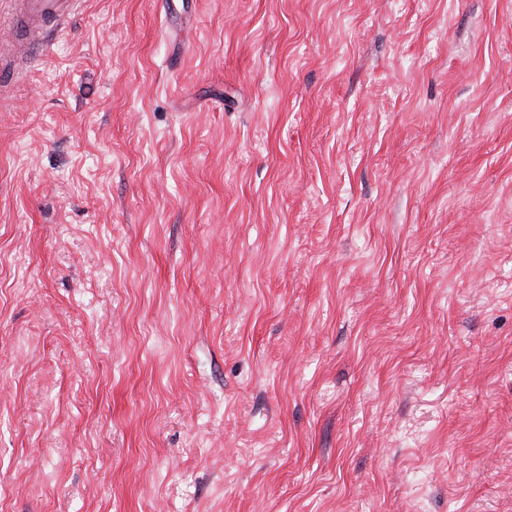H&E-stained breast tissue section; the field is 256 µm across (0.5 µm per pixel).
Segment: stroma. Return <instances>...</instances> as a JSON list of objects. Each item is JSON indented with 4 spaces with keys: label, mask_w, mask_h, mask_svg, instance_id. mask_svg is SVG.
<instances>
[{
    "label": "stroma",
    "mask_w": 512,
    "mask_h": 512,
    "mask_svg": "<svg viewBox=\"0 0 512 512\" xmlns=\"http://www.w3.org/2000/svg\"><path fill=\"white\" fill-rule=\"evenodd\" d=\"M160 2L0 89V512H512V0Z\"/></svg>",
    "instance_id": "1"
}]
</instances>
